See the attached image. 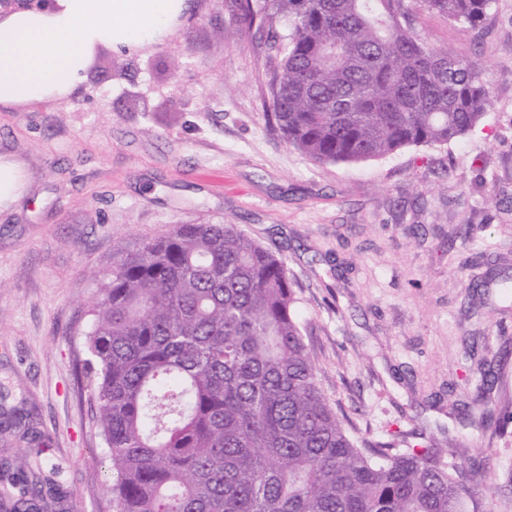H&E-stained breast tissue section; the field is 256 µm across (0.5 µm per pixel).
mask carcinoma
<instances>
[{"mask_svg": "<svg viewBox=\"0 0 512 512\" xmlns=\"http://www.w3.org/2000/svg\"><path fill=\"white\" fill-rule=\"evenodd\" d=\"M245 29L286 17L270 128L317 163L448 144L489 79L423 42L427 12L474 28L495 0H236ZM84 373L108 448L112 512H465L456 450L356 441L319 388L284 262L234 224H178L112 265ZM495 361L471 405L487 406ZM14 512L47 494L24 459Z\"/></svg>", "mask_w": 512, "mask_h": 512, "instance_id": "obj_1", "label": "carcinoma"}]
</instances>
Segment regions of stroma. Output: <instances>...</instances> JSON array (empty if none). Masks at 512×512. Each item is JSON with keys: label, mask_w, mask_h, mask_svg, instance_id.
<instances>
[{"label": "stroma", "mask_w": 512, "mask_h": 512, "mask_svg": "<svg viewBox=\"0 0 512 512\" xmlns=\"http://www.w3.org/2000/svg\"><path fill=\"white\" fill-rule=\"evenodd\" d=\"M423 41L483 68V123L458 141L362 164H319L267 123L271 36L235 0H188L172 33L102 47L72 92L0 104V163L23 175L0 206V458L23 457L63 498L53 512H112L106 445L83 373L90 305L114 261L177 224H234L281 258L317 382L356 440L416 431L484 456L479 512L512 471V300L467 285L512 275V0L465 28L420 15ZM502 356L491 394L505 430L458 416L481 384L466 352Z\"/></svg>", "instance_id": "stroma-1"}]
</instances>
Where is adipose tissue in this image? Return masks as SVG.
I'll list each match as a JSON object with an SVG mask.
<instances>
[{
	"mask_svg": "<svg viewBox=\"0 0 512 512\" xmlns=\"http://www.w3.org/2000/svg\"><path fill=\"white\" fill-rule=\"evenodd\" d=\"M187 7L188 0H49L0 16V103L66 96L97 48L161 40Z\"/></svg>",
	"mask_w": 512,
	"mask_h": 512,
	"instance_id": "1",
	"label": "adipose tissue"
}]
</instances>
